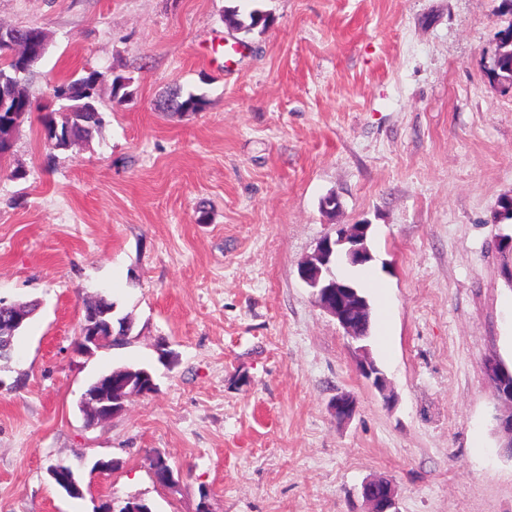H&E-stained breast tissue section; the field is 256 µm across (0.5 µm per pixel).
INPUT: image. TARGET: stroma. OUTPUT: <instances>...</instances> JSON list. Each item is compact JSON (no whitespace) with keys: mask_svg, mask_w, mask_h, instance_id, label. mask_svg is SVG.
<instances>
[{"mask_svg":"<svg viewBox=\"0 0 512 512\" xmlns=\"http://www.w3.org/2000/svg\"><path fill=\"white\" fill-rule=\"evenodd\" d=\"M236 5L273 22L243 35ZM26 24L50 36L32 98L95 68L104 122L51 152L25 119L0 164V300L38 304L0 361V512H370L371 480L398 512H512V408L484 370L512 367L501 0H0V26ZM175 86L205 110L160 111ZM340 224L370 227L357 279L385 287L388 338L368 345L390 406L298 275ZM97 295L131 333L82 355ZM123 367L156 392L88 425L84 390ZM58 461L83 497L51 481ZM373 482L365 483L363 486V496L366 501L370 502L373 506L371 512H398L396 509L395 491L390 483L387 481H380L383 483V495L374 496Z\"/></svg>","mask_w":512,"mask_h":512,"instance_id":"1","label":"stroma"}]
</instances>
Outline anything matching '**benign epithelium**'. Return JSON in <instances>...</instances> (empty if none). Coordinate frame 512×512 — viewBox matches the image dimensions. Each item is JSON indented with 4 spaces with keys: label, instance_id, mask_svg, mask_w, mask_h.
Masks as SVG:
<instances>
[{
    "label": "benign epithelium",
    "instance_id": "benign-epithelium-1",
    "mask_svg": "<svg viewBox=\"0 0 512 512\" xmlns=\"http://www.w3.org/2000/svg\"><path fill=\"white\" fill-rule=\"evenodd\" d=\"M49 39L40 33L31 35L19 49V66L16 73L24 74L30 70V66L43 58L48 50ZM369 225L351 224L341 227L336 231V239L326 235L321 238L316 246L311 259L301 264L299 275L302 281L313 289L315 303L324 311L332 315L344 333L356 342H362L366 338V332L355 320L356 313L361 309V302L356 291L340 279L331 278L328 270L327 259L333 249L345 253L348 261L361 263L364 256L363 242ZM112 337L105 336L96 331L91 325L83 326V332L79 336V348L83 352H90L92 348H103L108 345ZM357 367L364 377L385 399H390L386 394L387 380L378 367L367 357L359 359ZM487 378L496 386L495 395L501 401L512 405V385H508V378L512 377V369L507 368L501 361L490 359L485 365ZM117 389L121 394L120 401L130 400L134 396L149 394V390L156 389L155 383L150 387H141L133 384L131 380H122L112 384V376L101 378L93 391L83 395V406L88 410L90 420L94 424L103 422L115 415L112 410V389ZM357 402L350 395L336 397L332 404V413L339 422L349 420L356 412ZM383 495L372 494L373 483L368 482L363 486V496L373 506L372 512H397L395 491L388 482H383Z\"/></svg>",
    "mask_w": 512,
    "mask_h": 512
}]
</instances>
